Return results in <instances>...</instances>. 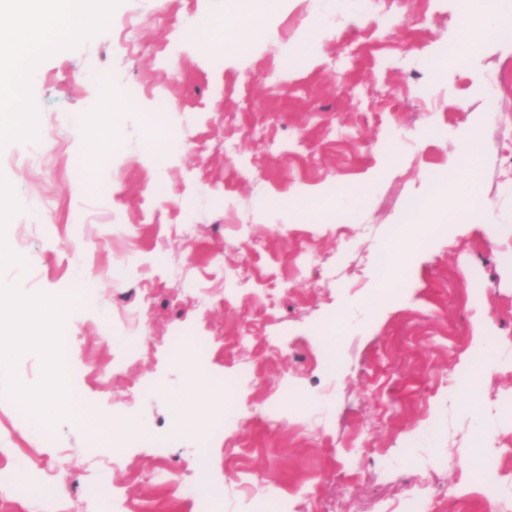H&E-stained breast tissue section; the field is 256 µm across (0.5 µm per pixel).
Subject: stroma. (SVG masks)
Returning <instances> with one entry per match:
<instances>
[{
  "label": "stroma",
  "instance_id": "1",
  "mask_svg": "<svg viewBox=\"0 0 512 512\" xmlns=\"http://www.w3.org/2000/svg\"><path fill=\"white\" fill-rule=\"evenodd\" d=\"M107 9L91 39L36 60L37 139L0 141V184L27 203L9 215V245L31 258L21 274L0 266L30 314L0 389L48 387L44 304L93 277L102 303L72 331L69 364L114 428L94 446L80 417L24 426L17 403L0 405V464L30 486L19 502L0 485V503L44 512L43 478L67 473L62 512H259L244 487L260 474L287 512H512V410L500 404L512 394V37L443 76L428 61L460 29L456 0H284L229 56L182 33L187 14H223L224 0ZM89 57L128 102L101 154L70 122L104 103L82 79ZM160 103L167 124L144 126ZM391 124L407 134L392 162L380 148ZM171 125L184 142L159 167ZM472 126L486 137L476 186L488 209L447 201L438 232L391 261L394 225L450 181ZM371 170L365 196L337 205V187ZM314 190L312 208L283 209ZM390 262L401 292L375 301ZM196 336L210 344L209 382L178 429L194 365L173 342ZM154 380L164 391L145 393ZM489 454L495 489L449 464ZM104 473L117 495L89 497ZM202 485L226 492L206 511Z\"/></svg>",
  "mask_w": 512,
  "mask_h": 512
}]
</instances>
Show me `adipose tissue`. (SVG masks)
<instances>
[{
    "instance_id": "adipose-tissue-1",
    "label": "adipose tissue",
    "mask_w": 512,
    "mask_h": 512,
    "mask_svg": "<svg viewBox=\"0 0 512 512\" xmlns=\"http://www.w3.org/2000/svg\"><path fill=\"white\" fill-rule=\"evenodd\" d=\"M271 0H225L223 17L208 16L206 31L234 53L245 33L256 31ZM0 16H17L18 26H0V139L39 134L38 116L21 94L33 61L48 47L90 37L102 13L95 0H0Z\"/></svg>"
}]
</instances>
